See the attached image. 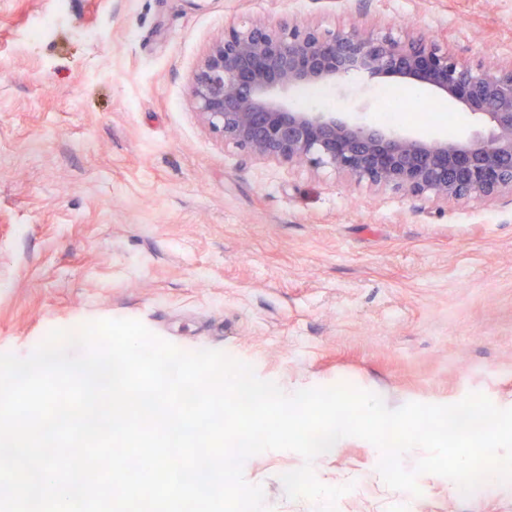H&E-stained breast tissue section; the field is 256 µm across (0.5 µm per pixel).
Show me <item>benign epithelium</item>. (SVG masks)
Wrapping results in <instances>:
<instances>
[{
  "mask_svg": "<svg viewBox=\"0 0 512 512\" xmlns=\"http://www.w3.org/2000/svg\"><path fill=\"white\" fill-rule=\"evenodd\" d=\"M401 77L483 121L465 138L395 133L346 113L302 107L311 85ZM204 123L251 157L312 173L330 168L438 206L512 195V61L462 62L422 31L249 19L224 29L189 78Z\"/></svg>",
  "mask_w": 512,
  "mask_h": 512,
  "instance_id": "1",
  "label": "benign epithelium"
}]
</instances>
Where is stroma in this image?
<instances>
[{"mask_svg": "<svg viewBox=\"0 0 512 512\" xmlns=\"http://www.w3.org/2000/svg\"><path fill=\"white\" fill-rule=\"evenodd\" d=\"M0 0V353L29 356L55 328L135 319L185 351L241 358L284 392L349 384L388 408L481 393L512 408V203L435 208L325 169L255 160L197 114L189 77L211 40L245 18L417 27L462 61L512 59V0ZM408 80L350 78L318 100L365 111ZM440 120L401 131L465 136L477 117L417 90ZM374 446L348 437L315 458L350 485L337 512H512L452 494L389 488ZM292 451L243 464L274 512Z\"/></svg>", "mask_w": 512, "mask_h": 512, "instance_id": "obj_1", "label": "stroma"}]
</instances>
